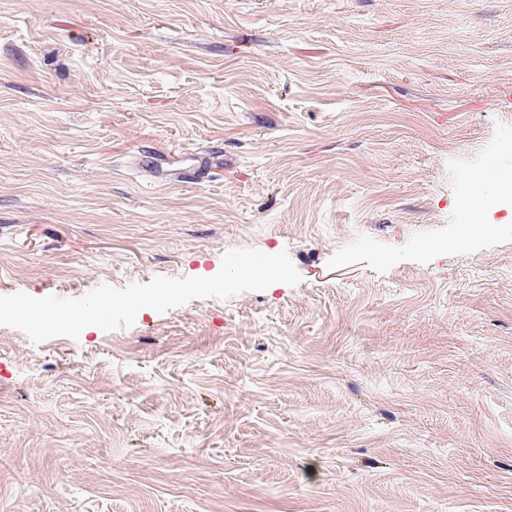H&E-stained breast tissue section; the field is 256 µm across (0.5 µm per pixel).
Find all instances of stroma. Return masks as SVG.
Segmentation results:
<instances>
[{"instance_id": "35a3bbf8", "label": "stroma", "mask_w": 512, "mask_h": 512, "mask_svg": "<svg viewBox=\"0 0 512 512\" xmlns=\"http://www.w3.org/2000/svg\"><path fill=\"white\" fill-rule=\"evenodd\" d=\"M507 172L512 0H0V295L301 275L0 326V512H512Z\"/></svg>"}]
</instances>
